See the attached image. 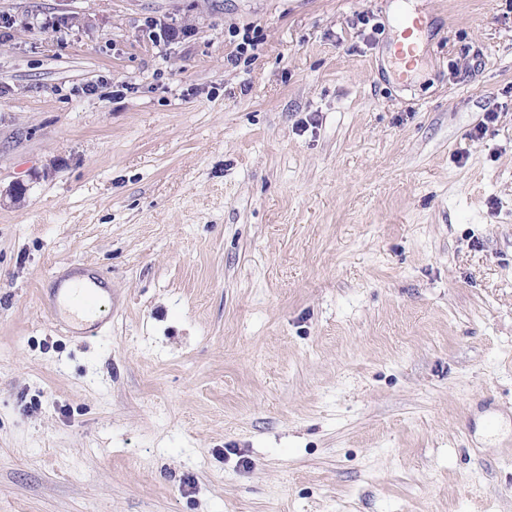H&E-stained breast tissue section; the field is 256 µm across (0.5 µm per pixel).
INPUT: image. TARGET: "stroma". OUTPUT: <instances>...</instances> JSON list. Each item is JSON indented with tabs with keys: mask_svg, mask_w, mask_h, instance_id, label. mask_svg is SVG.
<instances>
[{
	"mask_svg": "<svg viewBox=\"0 0 512 512\" xmlns=\"http://www.w3.org/2000/svg\"><path fill=\"white\" fill-rule=\"evenodd\" d=\"M0 512H512V0H0ZM422 17L415 11H406L397 19L398 34L394 43V57L403 69L408 71L417 60L423 26Z\"/></svg>",
	"mask_w": 512,
	"mask_h": 512,
	"instance_id": "obj_1",
	"label": "stroma"
}]
</instances>
